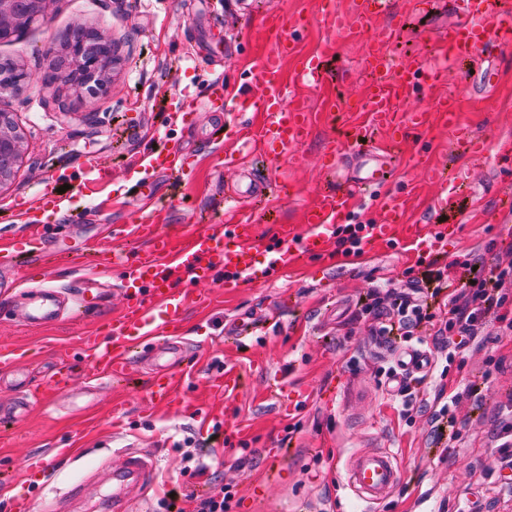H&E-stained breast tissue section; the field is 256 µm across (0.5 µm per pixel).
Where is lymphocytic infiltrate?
<instances>
[{"label":"lymphocytic infiltrate","instance_id":"lymphocytic-infiltrate-1","mask_svg":"<svg viewBox=\"0 0 512 512\" xmlns=\"http://www.w3.org/2000/svg\"><path fill=\"white\" fill-rule=\"evenodd\" d=\"M460 278L449 279L444 267L430 263L404 287L373 285L352 318L378 326L380 333L412 338L432 327L434 359H449L470 342L512 331V247L494 245L470 252Z\"/></svg>","mask_w":512,"mask_h":512}]
</instances>
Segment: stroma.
Listing matches in <instances>:
<instances>
[{
  "label": "stroma",
  "instance_id": "obj_1",
  "mask_svg": "<svg viewBox=\"0 0 512 512\" xmlns=\"http://www.w3.org/2000/svg\"><path fill=\"white\" fill-rule=\"evenodd\" d=\"M413 0H396L390 17L367 30L381 36L394 26L398 33L389 47L395 65L423 58L443 66L441 83L411 99L409 108L430 106L439 96L453 98L460 121L480 146L467 150L447 130L406 133L392 144L388 133L374 131L373 141L395 158L392 177L375 197L355 202L357 224H373L391 198L405 201L422 230L437 232L442 219L455 222L441 248L420 246L401 253L398 246L363 247L346 256L328 250L304 261L297 277H277L248 284L233 293L207 289L208 300L187 307L182 315L184 337L191 345L194 368L179 376V404L153 400V378L135 366L127 379L90 391L87 368L77 365L70 390L56 405L32 406L12 419L0 414V512L30 505L40 512L50 499L73 483L89 479L86 496L69 512H107L112 474L124 464L122 450L132 445L154 450L156 479L177 491L174 505L150 496L147 512H192L181 498L185 486L205 494L207 485L185 474L181 441L202 437L204 459H216L218 483L231 486L229 512H512L498 494L505 469L495 467V432L503 404L512 398V335L499 341H475L448 363L449 376L464 397L457 410L456 447L444 450L431 443L430 412L437 405L439 386L425 384L424 412L400 419L380 386L379 368L391 362L372 355L368 324L320 325L317 316L334 304L357 303L372 283L393 280L405 284L407 269L439 259L450 275L478 245L512 244V212L501 202L512 195V54L498 65L494 88L473 87L470 77L445 60V34L451 22L446 12L423 17ZM320 0H54L47 18L33 21L20 39L0 42V58L33 71L58 68L60 52L75 23L108 31L117 45L114 83L96 92L60 86L56 93L32 86L21 94L0 93V112L9 113L24 140V154L14 176L0 189V220L35 209V196L45 184L66 185L62 199L75 230L49 258L37 282L63 288L100 254L85 243L101 240L108 224H134L154 216L161 231L181 236L186 227L231 219L234 203L225 188L240 181L235 166H217L224 144L212 141L213 117L195 112L188 125L165 128L162 113L168 99L181 90L196 91L223 78L231 94L250 84L254 59L267 50L262 37L266 18L275 15L312 17L313 24L297 54L285 62L283 75L292 77L306 56H322L329 71L320 87L305 84L295 92L315 115L302 145L275 160L254 158L269 179V201L255 204L257 233L271 241L278 225L299 223L301 212L332 180L320 164L328 138L357 122L353 108L362 98L367 77L361 39L339 35L319 21ZM344 99L349 109L328 113L324 101ZM430 142V165L422 167L415 153L422 140ZM155 149L192 148L195 169L184 176L145 170L144 146ZM97 158L105 175L100 184L81 182L75 170L84 155ZM463 174L468 192L450 198L445 217L429 208L441 187L434 171ZM152 183L143 196L142 179ZM82 321L34 329L22 314L0 317V345L18 348L33 387H40L57 348L76 342L85 332ZM502 366H495V359ZM231 369L238 385L224 400V420L218 429L199 432L214 398L207 381L218 369ZM476 387L477 398L467 397ZM301 423L298 432L288 427ZM364 444L391 449L402 465V482L378 505L359 501L344 489L337 461Z\"/></svg>",
  "mask_w": 512,
  "mask_h": 512
}]
</instances>
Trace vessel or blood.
<instances>
[{
	"label": "vessel or blood",
	"instance_id": "b4317fda",
	"mask_svg": "<svg viewBox=\"0 0 512 512\" xmlns=\"http://www.w3.org/2000/svg\"><path fill=\"white\" fill-rule=\"evenodd\" d=\"M391 5L392 0H353L351 10L335 6L325 10L322 21L343 34L350 28V18L369 24L387 15ZM448 6L456 16L447 37L451 61L462 63L483 52L502 55L512 50V0H448ZM395 35L394 29H387L383 39L369 48L366 67L372 78L360 106L363 120L352 126L348 136L331 138L326 146L324 168L332 172L349 166L351 182L363 189L384 181L392 167L390 153L364 149L363 142L370 139L372 130L386 127L400 134L410 129L425 131L438 116L455 138L467 145L473 142L447 100H438L432 112L402 108V99L421 88L434 87L440 73L420 61L403 70L395 69L387 53ZM266 36L274 48L257 57V79L249 96L250 104L262 112L263 122L258 135L246 130L237 132L234 149L225 157L229 163L261 145L287 152L303 141L307 131L309 115L304 105L300 100L286 99L282 88V65L295 49L297 34L291 25L283 24L269 28ZM296 78L310 86L322 85V57L308 56ZM143 161L150 168L179 175L192 170L191 155L175 148L147 152ZM351 209L349 190L322 192L304 209L300 224L280 225L270 245L258 242L253 217L248 213L241 214L236 223L193 228L178 238L159 232L153 221L119 224L110 229V240L136 237L147 241V249L133 255L110 253L106 262L85 271L76 285L60 289L22 287L18 278L21 265L41 264L56 248L57 238L54 226L39 223L30 212H20L15 223L0 226V314L21 311L36 329L68 319L91 321V330L81 336L77 347H59L61 365L47 380V398H56L69 389L74 355L85 356L90 381L108 382L130 370L134 361L131 350L139 347L143 350L142 363L160 381L154 398L168 404L177 398L175 367L185 351V341L177 334L179 314L186 305L202 300L192 289L179 287V273L189 272L194 283L228 290L256 279V263L260 260L267 268L290 272L300 257L314 258L328 250L331 229L345 223ZM404 213V203H386L379 223L369 229V241H412L413 227L404 222ZM115 276L121 281L122 305L116 315L107 318L102 311L112 294L111 279ZM157 336L165 337L163 346H153ZM374 344L389 353L402 371L422 372L430 364L428 352L393 346L388 337H375ZM155 468L151 450L126 451L124 469L113 477L112 512H127L129 508L122 494L125 481H135L145 494L156 489ZM342 476L356 497L374 504L395 491L402 471L389 450L362 448L344 458Z\"/></svg>",
	"mask_w": 512,
	"mask_h": 512
}]
</instances>
